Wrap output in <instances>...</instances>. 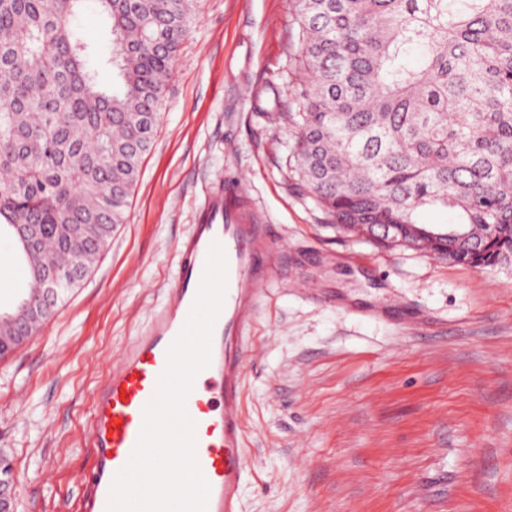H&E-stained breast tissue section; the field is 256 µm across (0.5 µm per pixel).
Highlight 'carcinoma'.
Returning <instances> with one entry per match:
<instances>
[{
  "label": "carcinoma",
  "instance_id": "cac0c4a2",
  "mask_svg": "<svg viewBox=\"0 0 512 512\" xmlns=\"http://www.w3.org/2000/svg\"><path fill=\"white\" fill-rule=\"evenodd\" d=\"M82 0H0V232L15 242L31 299L39 271H90L92 237L126 222L191 0H98L119 78L75 24ZM298 175L328 224L404 225L474 268L512 264V0H298ZM425 207L456 214L418 221Z\"/></svg>",
  "mask_w": 512,
  "mask_h": 512
}]
</instances>
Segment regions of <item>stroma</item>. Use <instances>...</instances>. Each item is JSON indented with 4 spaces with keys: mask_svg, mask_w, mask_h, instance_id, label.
Masks as SVG:
<instances>
[{
    "mask_svg": "<svg viewBox=\"0 0 512 512\" xmlns=\"http://www.w3.org/2000/svg\"><path fill=\"white\" fill-rule=\"evenodd\" d=\"M297 0H196L128 218L0 358L17 512H79L110 370L171 288L204 195L241 181L285 263L243 382V512H512V265L473 268L325 223L295 173Z\"/></svg>",
    "mask_w": 512,
    "mask_h": 512,
    "instance_id": "obj_1",
    "label": "stroma"
}]
</instances>
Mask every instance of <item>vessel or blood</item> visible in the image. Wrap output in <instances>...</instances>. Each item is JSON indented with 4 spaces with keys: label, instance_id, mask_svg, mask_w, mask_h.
<instances>
[{
    "label": "vessel or blood",
    "instance_id": "b4317fda",
    "mask_svg": "<svg viewBox=\"0 0 512 512\" xmlns=\"http://www.w3.org/2000/svg\"><path fill=\"white\" fill-rule=\"evenodd\" d=\"M273 225L261 223L246 204L241 184L230 182L205 197L195 224L179 242V263L166 302L147 335L115 365L97 393L88 429L92 481L82 512H106L115 474L128 462L167 362V350L183 328L196 298L212 244H221L227 288L215 321L209 365L195 378L186 411L195 423V450L210 486L207 512H241L240 489L248 471L243 376L259 282L278 262Z\"/></svg>",
    "mask_w": 512,
    "mask_h": 512
}]
</instances>
